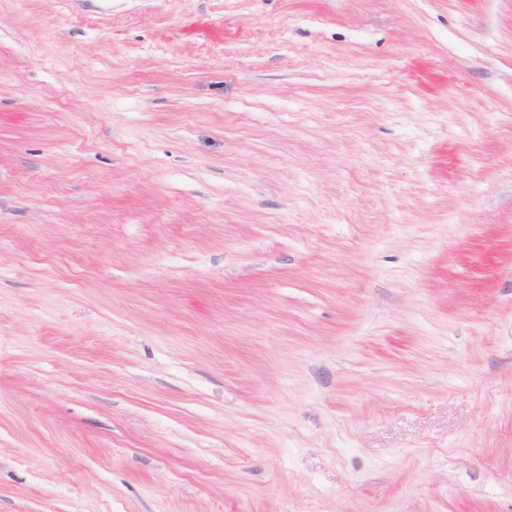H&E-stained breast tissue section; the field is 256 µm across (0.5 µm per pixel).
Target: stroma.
I'll return each instance as SVG.
<instances>
[{"label":"stroma","instance_id":"stroma-1","mask_svg":"<svg viewBox=\"0 0 512 512\" xmlns=\"http://www.w3.org/2000/svg\"><path fill=\"white\" fill-rule=\"evenodd\" d=\"M0 512H512V0H0Z\"/></svg>","mask_w":512,"mask_h":512}]
</instances>
